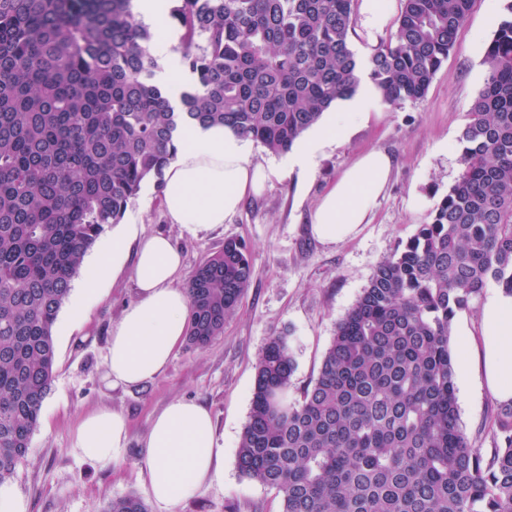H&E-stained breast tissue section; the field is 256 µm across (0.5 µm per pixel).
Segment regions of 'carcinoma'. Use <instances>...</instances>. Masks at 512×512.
Masks as SVG:
<instances>
[{
	"label": "carcinoma",
	"mask_w": 512,
	"mask_h": 512,
	"mask_svg": "<svg viewBox=\"0 0 512 512\" xmlns=\"http://www.w3.org/2000/svg\"><path fill=\"white\" fill-rule=\"evenodd\" d=\"M365 62L355 0H176L177 94L132 0H0V484L26 459L54 377L53 327L86 253L148 180L178 128L229 125L274 154L368 78L422 98L473 0H400ZM459 138L461 173L430 221L376 267L316 379L289 398L288 336L260 353L237 467L280 512H512V401L485 452L461 430L451 323L493 284L512 295V0ZM227 240L195 268L186 342L224 333L250 283ZM102 512H148L137 495Z\"/></svg>",
	"instance_id": "carcinoma-1"
}]
</instances>
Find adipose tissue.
<instances>
[{"mask_svg": "<svg viewBox=\"0 0 512 512\" xmlns=\"http://www.w3.org/2000/svg\"><path fill=\"white\" fill-rule=\"evenodd\" d=\"M373 106L368 84L336 108L296 143L289 167L312 170L318 152L367 122ZM168 167L162 204L170 223L187 234L206 232L262 194L276 170L256 161L248 138L214 125L184 129ZM393 158L373 149L359 156L319 198L311 214L314 236L336 243L356 235L368 223L390 184ZM130 264L138 300L113 326L105 358V377L113 386H133L165 372L183 344L191 314L186 289L180 288L183 261L172 239L140 233L137 226L105 240L94 254L93 276L80 291L76 312L97 300L109 275ZM480 364L486 386L500 402L512 400V296L495 289L481 309ZM125 416L109 409L84 413L73 444L94 462L108 464L127 439ZM148 490L161 512H174L181 499L224 475V448L208 409L176 399L154 418L145 443Z\"/></svg>", "mask_w": 512, "mask_h": 512, "instance_id": "obj_1", "label": "adipose tissue"}]
</instances>
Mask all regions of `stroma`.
<instances>
[{
  "instance_id": "stroma-1",
  "label": "stroma",
  "mask_w": 512,
  "mask_h": 512,
  "mask_svg": "<svg viewBox=\"0 0 512 512\" xmlns=\"http://www.w3.org/2000/svg\"><path fill=\"white\" fill-rule=\"evenodd\" d=\"M506 0H473L450 52L426 96L397 105L375 99L369 121L318 154L311 174L288 168L287 155L255 144L258 161L280 169L259 197L214 230L195 236L170 224L155 181H147L131 201L123 224L148 234L169 235L183 252L185 274L201 259L236 239L248 248L252 277L224 333L204 348L181 345L165 372L134 386L106 387L104 357L113 325L138 299L130 266H123L102 300L73 315L66 299L53 327L54 378L44 400L26 461L11 480L28 502V512H103L112 498L129 493L148 498L144 476V442L153 418L173 399L202 402L224 433V479L183 498L176 512H280L274 490L241 475L238 442L248 419L259 353L273 336L290 339L296 370L294 391L319 372L337 322L355 304L376 266L398 244L413 237L460 172L459 136L468 121L472 99L482 88L485 53L500 16L494 6ZM393 14L383 29L356 15L351 45L358 59L368 58L395 31L399 0H389ZM381 148L395 157L389 187L369 224L336 244L318 241L309 215L319 196L359 155ZM123 224L111 226L119 233ZM459 423L479 447L494 404L478 374L457 386ZM109 408L128 420V439L115 449L110 465L83 458L73 448L79 417Z\"/></svg>"
}]
</instances>
